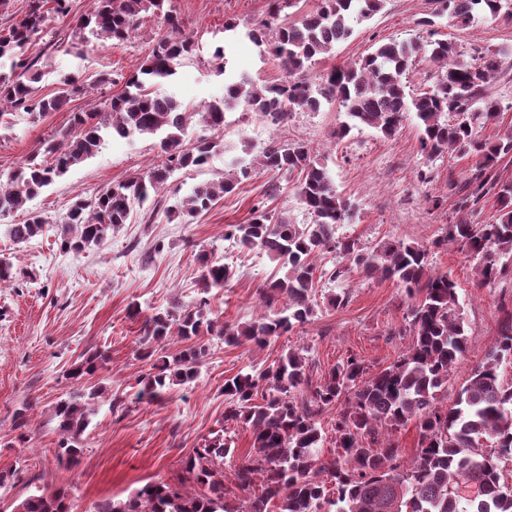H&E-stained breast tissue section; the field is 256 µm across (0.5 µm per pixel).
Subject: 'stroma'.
Masks as SVG:
<instances>
[{"label":"stroma","instance_id":"35a3bbf8","mask_svg":"<svg viewBox=\"0 0 512 512\" xmlns=\"http://www.w3.org/2000/svg\"><path fill=\"white\" fill-rule=\"evenodd\" d=\"M172 3L184 33L199 42L200 52L185 60L161 88L187 111H201L222 99L227 77H245L260 84L283 78L277 61L263 56L259 47L243 37L227 44L225 73H218L210 61L212 44L225 21L262 18L267 0ZM69 6V13L55 17L49 34L30 50L43 71L39 93L54 95L66 75L80 77L93 91L74 95L67 108L36 123L19 114L12 137L0 139L2 179L35 152L41 141L64 128L72 112L102 106L121 92L122 78L139 68L152 49L157 22L151 17L124 45L67 47L89 0H70ZM430 8V0H386L380 13L358 26L332 54L319 58L316 69L359 60L393 40L426 39L417 21ZM437 29L441 38L457 40L465 51L501 49L512 54V20L478 14L465 29H457L446 19L440 20ZM102 72L112 74L113 84H96ZM344 119L336 104L325 102L319 111L293 112L286 125L272 128L244 107H237L226 114L222 150L204 169L174 173L162 196L167 205H174L195 184L221 176L240 156L243 142L259 146L272 138L301 140L325 158L338 191L356 205L344 235L357 238L367 251L391 240L430 245L440 227L454 215L455 199L448 193V182L464 181L472 160L447 156L427 161L420 152L419 131L411 120L391 140L366 128L335 142L333 133ZM160 161L154 137L106 139L95 156L71 168L27 208L0 215V259H9L15 268L36 276L34 284L20 282L0 288V471L16 466L23 470L13 488L0 495V512H11L15 501L32 493L33 486L28 483L32 477L39 485L66 489L70 512H93L101 497L123 499L148 481L168 479L180 468L182 459L218 429L226 406L222 392L225 378L252 362H271L286 348L304 346L312 353L316 373L329 371L351 354L377 371L393 363L411 342L410 337L397 333L409 304L403 286L356 275L350 281L346 306H320L313 323L271 341L261 350L212 340L196 382L174 387L160 402L136 401L140 322L129 317L130 306L140 304L147 314L154 308L193 304L200 291L197 254L206 250L223 256L228 247L226 225L248 218L269 181L281 186L272 203L277 213L292 224L310 221L294 195L292 178L258 170L208 213L189 222H170L162 216L146 221L149 209L143 206L131 223L109 234L100 245L80 252L60 251L56 222L75 200ZM436 198L442 201L437 208L432 205ZM32 210L49 223L42 236L16 243L6 228L23 223ZM432 261L436 272L451 273L456 279L469 323L467 352L453 380L458 386L484 361L504 312L512 310V279L478 287L472 260L452 246L434 250ZM233 265V279L223 289L212 290L210 304L221 319L242 322L263 313L258 290L277 276L278 268L267 256L253 251L234 252ZM94 348L108 350L110 361L100 376L109 394L122 399L123 406L113 410L108 403L97 404L83 436L80 463L67 470L55 461L58 436L53 408L72 390L65 370ZM26 404L31 407V425L21 433L13 427V413Z\"/></svg>","mask_w":512,"mask_h":512}]
</instances>
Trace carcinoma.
<instances>
[{"instance_id":"carcinoma-1","label":"carcinoma","mask_w":512,"mask_h":512,"mask_svg":"<svg viewBox=\"0 0 512 512\" xmlns=\"http://www.w3.org/2000/svg\"><path fill=\"white\" fill-rule=\"evenodd\" d=\"M303 2L269 0L268 18L245 26L244 35L278 61L286 78L261 86L244 77L228 82L224 98L198 112L212 135L187 146L183 135L191 113L155 90L199 47L181 31L171 0H90L71 41L81 45L92 37L120 46L151 14L158 20L151 54L100 111L71 113L66 127L0 182V214L23 208L55 179L98 153L105 137L114 134L160 137L164 161L74 202L58 221L56 242L64 252L106 240L128 223L136 203L153 200V217L194 218L257 168L296 176L293 189L311 223L290 224L261 200L244 223L229 224L224 231L238 249L265 253L283 270V276L261 290L266 311L243 323L221 322L210 307L209 293L224 287L236 270L201 252V292L195 303L158 310L141 322L137 359L147 362L149 370L138 378V401L152 402L174 386L195 382L209 351L203 337L263 348L314 321L318 284H342L355 272L405 286L411 304L396 334L411 336V343L377 372L350 355L317 383L305 347L290 348L270 364H250L247 371L224 380V420L182 460L175 479L147 482L126 499L103 497L94 512H512V486L502 479L500 467L501 460H512V382L500 374L512 362V313L485 360L448 399V383L467 348L455 279L434 272L430 250L423 245L392 241L366 252L355 238L336 236L337 227L352 220L355 206L302 141L271 139L258 151L246 143L243 153L249 162L234 161L221 180L194 185L174 206L160 205L158 196L174 172L201 169L220 150L227 110L241 104L278 126L287 123L291 110L316 111L321 100L330 99L346 115L333 134L338 140L362 128L391 140L412 118L428 159L449 153L475 159L462 184L450 182L458 188L457 211L433 245L451 243L473 259L481 287L498 283L508 272L512 182L498 177L497 166L512 156V132L489 140L481 138L478 127L499 122L500 104L489 85L512 63L499 50L468 59L458 43L435 38L433 27L436 19L447 17L463 28L478 12L512 19V0H433L430 16L418 20L419 26L431 28V40L383 43L315 80L309 72L317 58L349 39L355 26L378 14L386 0H317L304 13ZM68 8V0H28L21 16L0 27V130L13 129L17 113L35 122L59 111L81 91L76 77L68 75L55 95L37 97L34 84L41 71L37 60L27 56L30 45L47 34L51 15H64ZM426 53L437 66L433 84L409 96L404 79L416 58ZM486 196L495 199L497 211L480 222L477 205ZM46 224V218L31 212L24 223L10 225L9 234L18 243L27 242L41 235ZM324 254H335L339 261L330 269L320 267L317 258ZM169 336L186 346L167 354L161 343ZM108 361L106 351L96 349L67 370L66 379L78 389L55 407V459L63 468L78 465L81 438L103 395L101 387H83L84 379L104 370ZM326 414L330 419L324 427ZM410 424L418 441L407 457L394 432ZM238 426L251 432V448L243 455L230 432ZM328 440L336 448L329 457L322 451ZM463 482L479 486L482 493L473 499L458 495L456 488ZM12 512H69L67 494L38 487Z\"/></svg>"}]
</instances>
